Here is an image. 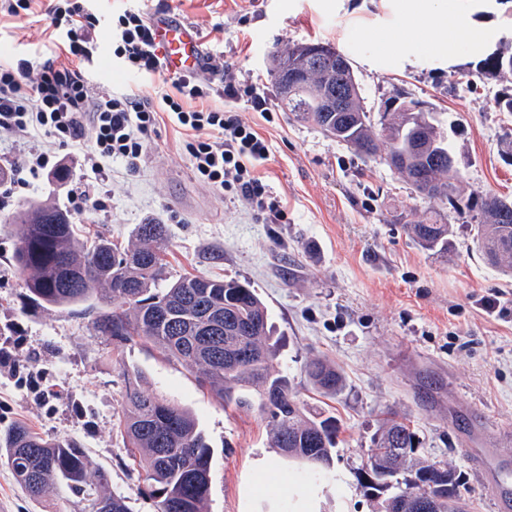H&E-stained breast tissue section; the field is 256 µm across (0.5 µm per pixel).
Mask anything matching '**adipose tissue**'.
<instances>
[{
    "label": "adipose tissue",
    "instance_id": "adipose-tissue-1",
    "mask_svg": "<svg viewBox=\"0 0 512 512\" xmlns=\"http://www.w3.org/2000/svg\"><path fill=\"white\" fill-rule=\"evenodd\" d=\"M405 24L380 23L375 30L378 53L373 67L404 69L429 58L436 67L454 68L489 52L497 39L483 16L496 11L492 0H382Z\"/></svg>",
    "mask_w": 512,
    "mask_h": 512
}]
</instances>
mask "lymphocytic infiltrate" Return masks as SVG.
<instances>
[{"label": "lymphocytic infiltrate", "mask_w": 512, "mask_h": 512, "mask_svg": "<svg viewBox=\"0 0 512 512\" xmlns=\"http://www.w3.org/2000/svg\"><path fill=\"white\" fill-rule=\"evenodd\" d=\"M47 16L64 59L32 55L0 63V184L13 183L23 168L34 174L46 170L65 181L67 168L55 162L49 148L55 141H89L83 163L93 173L115 161L139 169L150 149L149 134L168 120L183 130L181 148L201 183L234 195L261 223H285L280 197L259 172L268 145L234 109L242 100L258 112L272 109L249 75L215 54L207 55L199 70H170L149 15L126 9L112 18L113 54L126 70L159 77L163 87L150 97L103 92L90 78L100 51V20L86 0H50ZM215 96L222 105H211ZM37 136L46 138V145L21 151V144Z\"/></svg>", "instance_id": "f902f5d3"}]
</instances>
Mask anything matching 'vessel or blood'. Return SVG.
<instances>
[{
  "label": "vessel or blood",
  "mask_w": 512,
  "mask_h": 512,
  "mask_svg": "<svg viewBox=\"0 0 512 512\" xmlns=\"http://www.w3.org/2000/svg\"><path fill=\"white\" fill-rule=\"evenodd\" d=\"M154 32L170 69L188 72L203 65V42L183 17L174 13L155 16Z\"/></svg>",
  "instance_id": "vessel-or-blood-1"
}]
</instances>
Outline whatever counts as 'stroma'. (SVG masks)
<instances>
[{"instance_id":"1","label":"stroma","mask_w":512,"mask_h":512,"mask_svg":"<svg viewBox=\"0 0 512 512\" xmlns=\"http://www.w3.org/2000/svg\"><path fill=\"white\" fill-rule=\"evenodd\" d=\"M380 0H96L111 16L138 7L174 12L197 29L206 52L224 55L253 77L269 101L274 50L323 42L346 53L365 105L378 111L396 94L434 105L462 175L463 196L512 198V115L495 97L512 83L477 78L476 60L453 69L430 62L406 70H372L367 32ZM43 0L30 15L0 19V59L34 53L58 56ZM98 86L153 95L160 82L132 74L104 52L90 70ZM238 115L269 144L262 174L288 212L284 224H262L240 201L214 194L196 180L182 136L172 122L152 132L136 171L114 163L100 191L107 211L72 214L78 233L128 246L139 224L153 220L167 233L175 275L235 278L264 302L279 340L275 368L297 400L335 416L340 425L328 483L296 484V465L271 448L267 422L255 406L240 407L200 386L195 370L141 340L114 344L93 325L98 292L68 308L33 305L14 272L18 232L11 217L43 201L67 207L69 182L22 170L0 186V423H21L47 438L70 437L109 478L131 512H156L138 491V474L118 428L124 371L138 372L148 393L189 410L214 450L206 512H383L382 500L358 481L378 419L407 418L419 439L416 455L448 464L470 503L468 512H512V498L495 503L489 476L512 474V276L475 247L477 223L468 211L442 210L451 225L447 253L422 250L406 227L428 220L430 204L381 159H369L318 128L278 111L273 121L235 104ZM497 293L508 316L480 310ZM322 357L339 368L346 388L320 394L305 367ZM84 496L58 488L29 498L8 466H0V512H85Z\"/></svg>"}]
</instances>
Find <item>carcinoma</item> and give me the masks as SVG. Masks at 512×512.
Returning <instances> with one entry per match:
<instances>
[{"instance_id":"1","label":"carcinoma","mask_w":512,"mask_h":512,"mask_svg":"<svg viewBox=\"0 0 512 512\" xmlns=\"http://www.w3.org/2000/svg\"><path fill=\"white\" fill-rule=\"evenodd\" d=\"M311 42L294 43L274 51L270 72L302 75L303 85L278 93L281 108L296 120L311 123L323 133L342 130L336 140L353 146L366 157L385 153L383 160L403 174L415 191L440 206L474 212L476 248L503 273L512 275V200L498 195L464 200L458 193L459 171L433 161L452 154L433 113L390 111L400 97L389 98L373 121L364 98L357 96L355 111L328 112L325 79L309 57ZM512 60V47L503 46L480 63L478 75L512 77L500 68V58ZM422 134L426 154L420 165L405 164L402 155ZM13 261L28 298L36 306L65 308L88 301L104 288L115 306L97 312L94 327L118 343L138 338L160 348L171 359L197 368L201 385L224 400L249 406L259 399L269 418L270 447L286 460L305 467L304 479L330 480L329 471L339 426L336 417L302 412L288 377L274 370L276 345L267 328V309L255 290L234 278L203 276L171 278L163 262V225L148 221L137 229V243L120 248L107 239L88 246L74 234L67 212L41 204L19 212ZM413 241L427 251H448L450 225L408 224ZM163 310L172 312L163 320ZM310 383L325 395L345 388L343 375L320 359L306 367ZM120 427L140 490L154 499L157 512H203L210 490L212 451L198 421L186 409L144 392L137 377L127 375ZM416 433L395 416L379 422L372 438L371 468L382 476L417 489L420 473L433 471L434 512H463L458 478L453 470L414 457ZM0 458L15 480L34 498L45 488L61 484L75 494L107 484V473L89 466L80 444L70 438H45L23 424L0 428ZM106 512H129L121 495L88 499L87 512L98 500Z\"/></svg>"}]
</instances>
